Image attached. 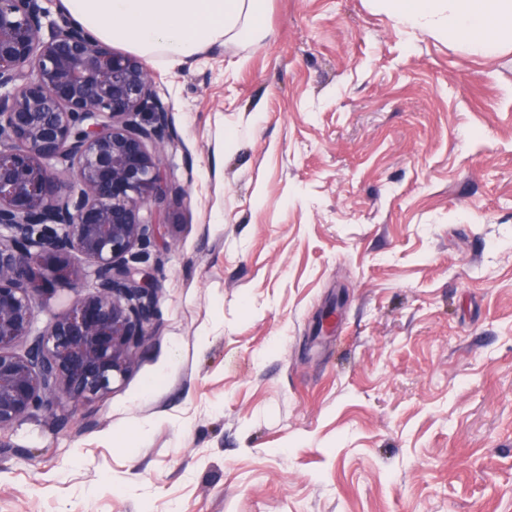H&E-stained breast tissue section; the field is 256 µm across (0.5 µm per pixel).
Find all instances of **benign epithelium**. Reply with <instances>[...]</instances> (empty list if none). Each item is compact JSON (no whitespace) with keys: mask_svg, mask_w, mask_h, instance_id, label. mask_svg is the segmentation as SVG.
<instances>
[{"mask_svg":"<svg viewBox=\"0 0 512 512\" xmlns=\"http://www.w3.org/2000/svg\"><path fill=\"white\" fill-rule=\"evenodd\" d=\"M44 2L0 0V432L63 417L125 376L157 316L138 251L177 222L151 73L64 12L43 35ZM60 287L72 298L36 328V304Z\"/></svg>","mask_w":512,"mask_h":512,"instance_id":"1","label":"benign epithelium"}]
</instances>
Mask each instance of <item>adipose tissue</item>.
I'll list each match as a JSON object with an SVG mask.
<instances>
[{"mask_svg":"<svg viewBox=\"0 0 512 512\" xmlns=\"http://www.w3.org/2000/svg\"><path fill=\"white\" fill-rule=\"evenodd\" d=\"M397 26L450 36L490 56L512 31V0H378ZM267 0H63L70 17L99 40L150 60L180 65L207 50L261 40Z\"/></svg>","mask_w":512,"mask_h":512,"instance_id":"1","label":"adipose tissue"}]
</instances>
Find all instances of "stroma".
<instances>
[{"label":"stroma","instance_id":"35a3bbf8","mask_svg":"<svg viewBox=\"0 0 512 512\" xmlns=\"http://www.w3.org/2000/svg\"><path fill=\"white\" fill-rule=\"evenodd\" d=\"M153 73L179 222L124 379L0 433V512H512V36L268 0Z\"/></svg>","mask_w":512,"mask_h":512}]
</instances>
